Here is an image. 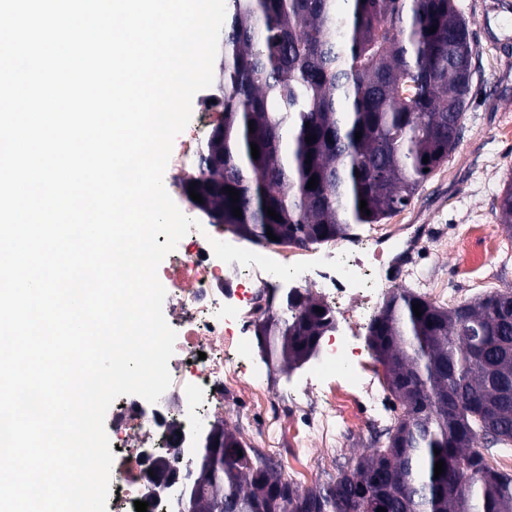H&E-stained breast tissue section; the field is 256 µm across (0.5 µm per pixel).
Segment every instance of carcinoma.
<instances>
[{
  "mask_svg": "<svg viewBox=\"0 0 512 512\" xmlns=\"http://www.w3.org/2000/svg\"><path fill=\"white\" fill-rule=\"evenodd\" d=\"M475 56L454 0H228L216 102L223 134L202 149L224 158L223 183L202 211L250 241H269V227L280 243L299 246L381 223L460 146ZM309 135L316 140L305 142ZM216 176L200 165L184 191ZM497 213L512 238V182ZM287 311L263 318L257 335L267 356L291 367L317 355L335 319L310 296ZM368 340L402 414L353 467L301 492L219 422L223 455L197 462L183 509L512 512V474L486 460L512 447V289L448 306L399 288L371 319Z\"/></svg>",
  "mask_w": 512,
  "mask_h": 512,
  "instance_id": "carcinoma-1",
  "label": "carcinoma"
}]
</instances>
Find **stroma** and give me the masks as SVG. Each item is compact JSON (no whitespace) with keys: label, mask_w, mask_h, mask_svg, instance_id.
Returning <instances> with one entry per match:
<instances>
[{"label":"stroma","mask_w":512,"mask_h":512,"mask_svg":"<svg viewBox=\"0 0 512 512\" xmlns=\"http://www.w3.org/2000/svg\"><path fill=\"white\" fill-rule=\"evenodd\" d=\"M457 4L470 22L477 49V73L465 114L464 138L448 162L390 221L402 225V239L412 240L410 259L418 273L441 278L463 302L474 297L462 273V259L467 254L481 261L484 276L493 280L495 288H512V240L504 233L494 208L504 181L512 179V0H457ZM484 236L497 245L492 255H484L481 250L480 239ZM370 279L375 290L369 301L360 305L348 301L343 305L344 316L359 320L356 341L368 361L374 358L368 345L369 318L380 310L391 290L400 285L397 277L387 276L380 268L372 272ZM242 363L246 369L262 372L272 395L298 398L309 413L316 409L321 382L311 365L286 370L258 347ZM377 391V409H370L363 400L355 407L356 419L337 414L335 447H324L314 430L305 429L299 445L308 452L310 472L301 483V490L330 482L338 466L355 462L368 447L371 435L378 431L379 426L370 423L372 415H379L387 426L399 414L400 405L386 386H378ZM218 416L251 447H267L266 437L251 428L255 411L246 388L225 394L224 408Z\"/></svg>","instance_id":"35a3bbf8"}]
</instances>
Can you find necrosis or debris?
I'll return each instance as SVG.
<instances>
[{
    "label": "necrosis or debris",
    "instance_id": "4bbe7bcc",
    "mask_svg": "<svg viewBox=\"0 0 512 512\" xmlns=\"http://www.w3.org/2000/svg\"><path fill=\"white\" fill-rule=\"evenodd\" d=\"M230 269L241 277L238 290L227 292L221 284ZM165 278L178 293L185 321L168 362L171 384L159 401L147 409L139 401L123 400L112 409L114 512H131L138 500L147 502V512H179L185 479L155 486L148 471L164 459L165 447H195L212 411L223 406L225 390L247 385L266 420L281 417L284 408L270 397L263 375L243 372L240 357L251 345L243 335L228 331V324L242 326L252 315L274 313L279 290L286 285L319 280L339 302L351 288L364 289L370 282L366 270L344 257H336L334 267L323 271L299 249L284 248L274 259L245 251L209 227L196 231L192 245L174 250ZM356 389L353 383H330L322 390V415L313 425L325 446H335L336 411L350 409Z\"/></svg>",
    "mask_w": 512,
    "mask_h": 512
}]
</instances>
